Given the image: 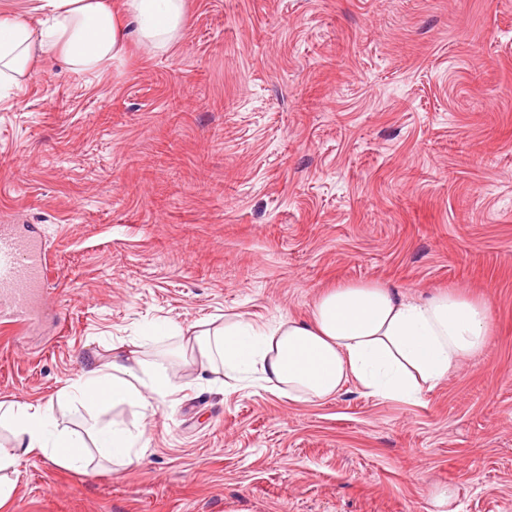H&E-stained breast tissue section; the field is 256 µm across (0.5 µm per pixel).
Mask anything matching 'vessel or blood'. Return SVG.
<instances>
[{
	"label": "vessel or blood",
	"instance_id": "obj_1",
	"mask_svg": "<svg viewBox=\"0 0 512 512\" xmlns=\"http://www.w3.org/2000/svg\"><path fill=\"white\" fill-rule=\"evenodd\" d=\"M46 294L45 253L35 237L0 225V322L39 320Z\"/></svg>",
	"mask_w": 512,
	"mask_h": 512
}]
</instances>
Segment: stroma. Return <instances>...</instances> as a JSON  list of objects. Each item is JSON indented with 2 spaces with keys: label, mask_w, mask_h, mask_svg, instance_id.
I'll list each match as a JSON object with an SVG mask.
<instances>
[{
  "label": "stroma",
  "mask_w": 512,
  "mask_h": 512,
  "mask_svg": "<svg viewBox=\"0 0 512 512\" xmlns=\"http://www.w3.org/2000/svg\"><path fill=\"white\" fill-rule=\"evenodd\" d=\"M163 54L48 63L0 98V224L38 231L50 304L0 323V401L144 429L121 469L33 457L0 512H512V0H186ZM484 300L481 355L414 403L180 389L58 404L148 323L309 318L337 284Z\"/></svg>",
  "instance_id": "35a3bbf8"
}]
</instances>
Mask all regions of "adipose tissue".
Masks as SVG:
<instances>
[{"label": "adipose tissue", "mask_w": 512, "mask_h": 512, "mask_svg": "<svg viewBox=\"0 0 512 512\" xmlns=\"http://www.w3.org/2000/svg\"><path fill=\"white\" fill-rule=\"evenodd\" d=\"M40 30L0 15V93L45 58L71 73L102 75L132 43L168 50L186 22L185 0H37ZM491 312L461 293L411 298L382 282L349 283L322 292L310 318L282 316L257 326L232 317L205 329L163 323L143 339L113 346L109 361L86 362L64 387L62 400L84 406L112 403L140 410L175 394L163 366L147 367L143 340L174 337L194 364L235 388L246 380L292 402L317 403L348 382L383 400H411L435 388L489 340ZM0 504L12 492L8 473L39 454L68 470L99 459L118 466L138 460L144 432L89 419L84 433L59 427L54 403H0Z\"/></svg>", "instance_id": "adipose-tissue-1"}]
</instances>
